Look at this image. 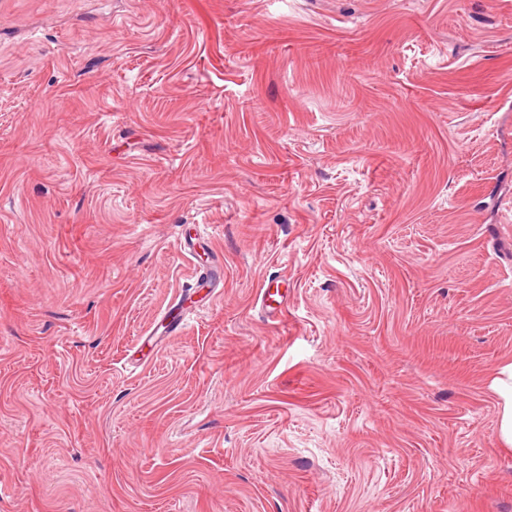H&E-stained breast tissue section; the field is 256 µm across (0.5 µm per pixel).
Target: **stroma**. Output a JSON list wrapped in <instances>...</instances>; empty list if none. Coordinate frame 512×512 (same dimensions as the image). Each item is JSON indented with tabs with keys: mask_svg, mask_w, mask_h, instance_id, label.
Returning <instances> with one entry per match:
<instances>
[{
	"mask_svg": "<svg viewBox=\"0 0 512 512\" xmlns=\"http://www.w3.org/2000/svg\"><path fill=\"white\" fill-rule=\"evenodd\" d=\"M509 363L512 0H0V512H512ZM500 398L502 409L500 414V438L504 446L512 447V364L505 366L496 376L491 385Z\"/></svg>",
	"mask_w": 512,
	"mask_h": 512,
	"instance_id": "1",
	"label": "stroma"
}]
</instances>
